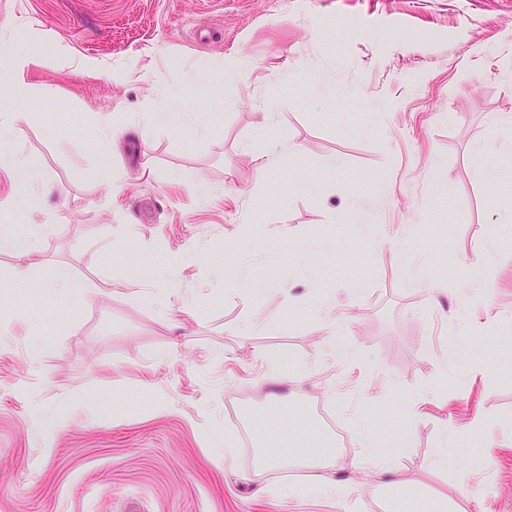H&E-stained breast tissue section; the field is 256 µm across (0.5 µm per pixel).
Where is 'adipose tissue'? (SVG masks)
Wrapping results in <instances>:
<instances>
[{
	"label": "adipose tissue",
	"instance_id": "1",
	"mask_svg": "<svg viewBox=\"0 0 512 512\" xmlns=\"http://www.w3.org/2000/svg\"><path fill=\"white\" fill-rule=\"evenodd\" d=\"M49 61V56L32 50L15 55L10 68L0 71V89L7 91L9 99L14 104L12 110L0 116V122L5 125L4 130L0 131V171L19 185L31 181L33 174L27 164L17 158L11 150L6 129L26 119L24 104L31 93L27 76L31 71L47 66ZM40 233L41 229L37 226L33 227L30 234L25 237L0 232V254L9 255L14 259L15 264L12 268L11 278L16 285H25L28 280L29 273L39 254L37 239ZM406 451V445L392 444L380 454L366 452L354 458L352 468L356 471L366 472L372 484H388L412 490L422 485L426 475L432 474L435 470L448 464L447 457L440 456L420 468L404 469L401 468L399 460Z\"/></svg>",
	"mask_w": 512,
	"mask_h": 512
}]
</instances>
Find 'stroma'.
Masks as SVG:
<instances>
[{
	"label": "stroma",
	"instance_id": "1",
	"mask_svg": "<svg viewBox=\"0 0 512 512\" xmlns=\"http://www.w3.org/2000/svg\"><path fill=\"white\" fill-rule=\"evenodd\" d=\"M36 46L59 62L10 140L38 177L0 174L27 203L0 229L44 227L27 285L0 254V512H385L390 487L340 501L299 466L266 475L294 498L257 494V433L300 456L329 421L339 478L366 427L407 441L405 468L456 456L410 504L459 484L471 512H512V182L476 172L512 165V0H0V68ZM157 74L197 121L220 102L210 133L154 121ZM265 140L299 153L259 174ZM46 410L69 414L51 440ZM478 413L492 427L466 433Z\"/></svg>",
	"mask_w": 512,
	"mask_h": 512
}]
</instances>
